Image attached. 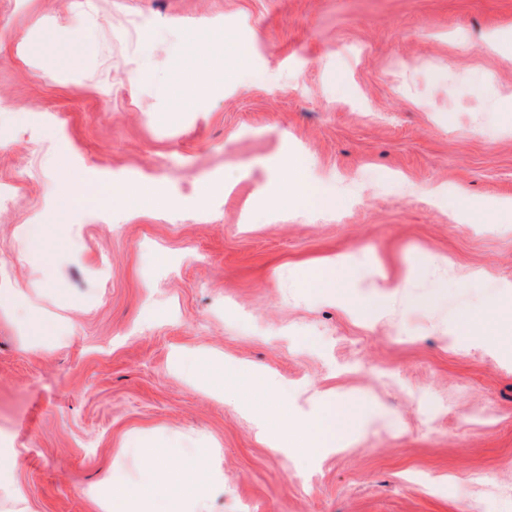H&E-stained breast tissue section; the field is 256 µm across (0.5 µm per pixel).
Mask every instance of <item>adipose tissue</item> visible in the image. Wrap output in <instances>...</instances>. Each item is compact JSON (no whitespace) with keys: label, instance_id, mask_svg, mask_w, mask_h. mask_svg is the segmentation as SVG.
Returning a JSON list of instances; mask_svg holds the SVG:
<instances>
[{"label":"adipose tissue","instance_id":"1","mask_svg":"<svg viewBox=\"0 0 512 512\" xmlns=\"http://www.w3.org/2000/svg\"><path fill=\"white\" fill-rule=\"evenodd\" d=\"M284 184L286 192L305 201L312 210L334 213L343 205L336 195L302 177L298 164L288 165ZM453 219L459 224H511L512 198L457 208ZM20 230L34 257L44 256L47 249L65 248L70 244L67 227L63 224H24ZM353 282V267L344 255L327 258L305 276L307 287L322 298L344 305L350 302L349 290ZM364 411L361 402L346 400L330 405L309 422L276 425L274 430L265 431L264 439L274 448H333L344 441L343 434L336 431V420L353 424ZM141 454L145 479L139 486H128L117 477L107 475L86 488V495L96 502L99 512H194L218 476V452L214 449H204L184 470L169 465L165 454L155 449H142Z\"/></svg>","mask_w":512,"mask_h":512}]
</instances>
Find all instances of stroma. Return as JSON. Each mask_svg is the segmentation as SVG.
Instances as JSON below:
<instances>
[{
  "label": "stroma",
  "instance_id": "stroma-1",
  "mask_svg": "<svg viewBox=\"0 0 512 512\" xmlns=\"http://www.w3.org/2000/svg\"><path fill=\"white\" fill-rule=\"evenodd\" d=\"M511 29L512 0H0V288L21 291L0 316V441L36 512H97L85 488L138 482L139 448L181 464L215 444L203 512H512V354L457 330L512 284V224L455 223L425 193L512 197V54L483 43ZM204 36L223 57L189 59ZM197 65L218 92L189 88ZM55 156L84 191L67 211ZM288 158L345 207L274 206ZM116 179L177 206L113 200ZM36 214L75 233L39 269L16 236ZM335 253L420 268L368 320L293 274ZM34 317L58 346H21ZM177 351L262 368L279 397L233 376L212 394ZM354 397L370 408L337 422L342 446L258 434L268 405L306 421Z\"/></svg>",
  "mask_w": 512,
  "mask_h": 512
}]
</instances>
